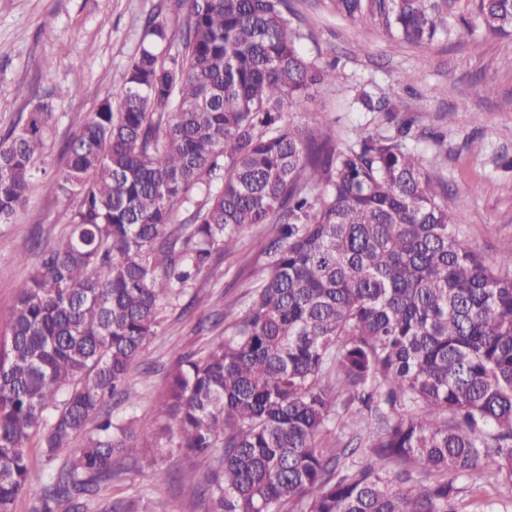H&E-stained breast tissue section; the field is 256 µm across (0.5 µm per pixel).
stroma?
Segmentation results:
<instances>
[{"mask_svg":"<svg viewBox=\"0 0 512 512\" xmlns=\"http://www.w3.org/2000/svg\"><path fill=\"white\" fill-rule=\"evenodd\" d=\"M447 24L430 46L389 36L381 24L346 19L331 0H293L304 53L317 65L335 66L336 83L294 106L295 120L327 116L340 147L359 134L393 130L383 113L355 104L357 93L395 104L415 120L408 145L440 168L448 189L459 198L454 222L489 262L512 255V34L476 31L475 43L458 40L473 0H433ZM163 0H0V135L22 123L27 112L50 105L55 123L47 135L39 170L25 205L11 223L0 224V334L6 330L18 284L35 269L27 254L33 241L53 245L69 229L75 199L60 195L55 179L68 165L67 140L95 112L99 101L117 91L140 49L144 18L163 10ZM81 85L58 94L73 77ZM490 85L487 96L471 92ZM26 95H17V87ZM243 233L237 251L218 258L185 295L165 305L157 333L147 343L145 363L130 386L133 404L111 403L114 418L155 421L159 433L148 440L142 461L156 473L145 483L134 468L112 484L114 496L140 500V512H209L190 487L178 481L185 461L177 448L178 429L157 417L158 401L178 355L198 352L217 338L211 317L229 302H242L251 269L263 259ZM190 313H183L184 304Z\"/></svg>","mask_w":512,"mask_h":512,"instance_id":"stroma-1","label":"stroma"}]
</instances>
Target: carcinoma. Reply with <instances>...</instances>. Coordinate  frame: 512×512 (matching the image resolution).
<instances>
[{
    "mask_svg": "<svg viewBox=\"0 0 512 512\" xmlns=\"http://www.w3.org/2000/svg\"><path fill=\"white\" fill-rule=\"evenodd\" d=\"M335 2L415 45L443 23L431 0ZM473 2L460 37L512 30V0ZM174 7L178 33L148 15L118 102L65 144L70 229L35 244L0 343V512L28 492L32 441L44 479L29 512H136L98 501L153 428L106 405L134 401L129 374L164 304L256 224L272 229L253 240L265 262L248 303L215 313L224 337L179 357L157 407L192 461L180 480L212 512H460L464 485L512 486V255L493 265L461 235L457 197L407 148L414 120L395 107L362 93L396 135L347 148L324 118L290 120L336 81L303 54L291 0ZM54 122L37 106L0 136V224L24 206ZM341 401L377 416L364 463L321 447Z\"/></svg>",
    "mask_w": 512,
    "mask_h": 512,
    "instance_id": "cac0c4a2",
    "label": "carcinoma"
}]
</instances>
